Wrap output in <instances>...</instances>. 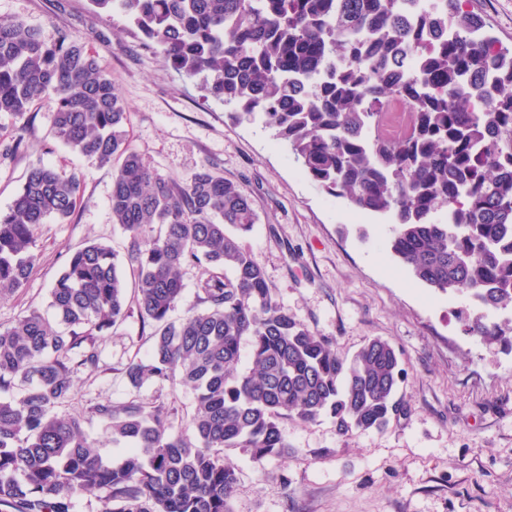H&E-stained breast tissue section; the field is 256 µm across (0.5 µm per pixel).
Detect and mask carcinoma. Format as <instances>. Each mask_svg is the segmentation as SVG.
Returning <instances> with one entry per match:
<instances>
[{
  "label": "carcinoma",
  "mask_w": 512,
  "mask_h": 512,
  "mask_svg": "<svg viewBox=\"0 0 512 512\" xmlns=\"http://www.w3.org/2000/svg\"><path fill=\"white\" fill-rule=\"evenodd\" d=\"M160 47L170 68L232 104L284 144L308 178L356 211L391 221L389 250L416 279L469 297L464 335L512 351V49L483 32L460 0H92ZM52 102L54 140L110 166L120 258L89 241L70 251L51 288L53 319L27 310L0 327V507L71 512L100 489L104 512H233L237 451L260 464L288 455L282 423L333 421L338 436L385 428L404 411L400 354L383 338L353 355L276 301L239 237L258 217L250 195L202 166L161 175L131 145L128 112L86 39L0 18V112ZM410 108L405 134L379 132L382 108ZM85 173L38 161L0 209V298L24 290L37 266L39 226L69 218ZM199 266L196 307L169 313L182 271ZM133 301L152 327L131 387L178 383L192 410L136 397L91 408L120 456L107 459L81 415L62 411L78 374L99 363L96 336ZM248 343L252 368L239 369Z\"/></svg>",
  "instance_id": "cac0c4a2"
}]
</instances>
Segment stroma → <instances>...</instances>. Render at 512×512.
I'll return each mask as SVG.
<instances>
[{"mask_svg": "<svg viewBox=\"0 0 512 512\" xmlns=\"http://www.w3.org/2000/svg\"><path fill=\"white\" fill-rule=\"evenodd\" d=\"M492 35L512 44V0H470ZM0 16L84 37L111 75L128 110L132 145L162 175L183 180L203 165L240 183L258 221L242 245L264 270L278 302L314 332L353 354L365 339H387L399 352L407 404L382 431L345 440L325 420L285 422L290 457L263 465L236 455L240 474L233 512H512V353L461 333L455 319L467 297L429 288L389 253L391 223L352 211L312 183L261 123H237L231 106L205 96L145 44L126 20L92 0H0ZM52 104L24 117L0 113V209L7 208L33 162L60 173H85L71 218L49 220L37 233L38 264L27 287L0 299V325L28 309L51 315L50 289L70 250L86 241L124 252L126 235L112 221V169L96 166L55 143ZM18 152L8 144L16 136ZM151 327L138 314L97 338L100 367L80 374L69 412L86 416L91 438L105 440L92 405L139 396L179 412L191 390L145 384L124 375L130 359L146 357Z\"/></svg>", "mask_w": 512, "mask_h": 512, "instance_id": "35a3bbf8", "label": "stroma"}]
</instances>
